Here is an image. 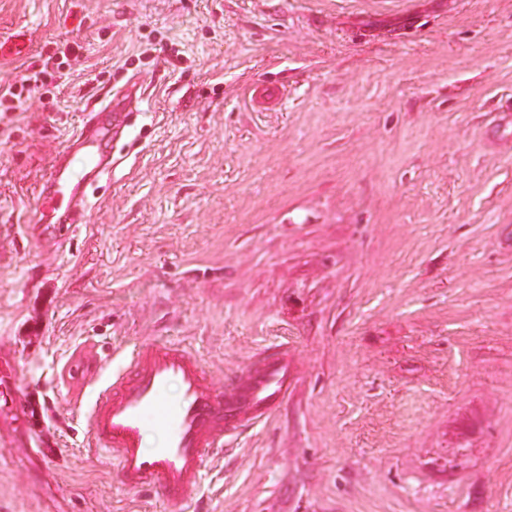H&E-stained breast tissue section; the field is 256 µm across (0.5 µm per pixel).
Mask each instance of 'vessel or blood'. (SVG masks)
I'll use <instances>...</instances> for the list:
<instances>
[{"mask_svg":"<svg viewBox=\"0 0 512 512\" xmlns=\"http://www.w3.org/2000/svg\"><path fill=\"white\" fill-rule=\"evenodd\" d=\"M128 114L106 121L103 113H87L58 152L38 199L53 220L35 224L30 235L37 243L63 248L73 225L85 223V208L73 206L91 182L117 130L128 127ZM80 153L89 165L83 179H74L69 157ZM294 368L287 348H265L216 386L201 360L186 347L142 341L122 364L110 372L100 365L74 364V380L90 386L92 399L85 417L87 439L112 461L126 489L148 491L163 502L186 508L204 480L208 462L224 453L225 439L268 420L288 398ZM178 382L181 397L168 402L167 388ZM21 410L14 396L9 356L0 357V440H15L14 421ZM162 435L153 449L143 446V431Z\"/></svg>","mask_w":512,"mask_h":512,"instance_id":"b4317fda","label":"vessel or blood"}]
</instances>
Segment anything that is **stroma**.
I'll return each mask as SVG.
<instances>
[{"instance_id": "obj_1", "label": "stroma", "mask_w": 512, "mask_h": 512, "mask_svg": "<svg viewBox=\"0 0 512 512\" xmlns=\"http://www.w3.org/2000/svg\"><path fill=\"white\" fill-rule=\"evenodd\" d=\"M17 37L0 88L82 51L0 112V351L38 450L0 444V512H171L86 447L63 373L146 339L219 384L270 345L297 367L194 512H512V0H0ZM134 84L87 223L38 247L54 157ZM80 49H82L81 45L74 41L72 42V44H69L67 42L65 44H62L61 46L56 44V49L54 50V52L52 54L48 53L47 56L44 58L43 54L40 53L38 61L41 62V64L36 65L37 61L29 64L27 68V71H29V73L23 75L20 78L19 91L17 85L18 83H16L15 85H9L3 91L2 89L0 90V112H8L9 110L20 109L24 101L27 99V97H23L24 91H26L29 95L32 91H35L40 87H45V85H48V83H53L56 77L60 79L63 73H60L59 71L56 72L54 69L55 63L53 61L55 60L56 56L58 54H61L65 59V61L57 65V69H59L63 63H67L68 66H70L69 56L77 54V52ZM51 64L52 66H50ZM38 67L40 68L38 70H35ZM56 73H58V76H56ZM9 102L11 104L5 105V103Z\"/></svg>"}]
</instances>
